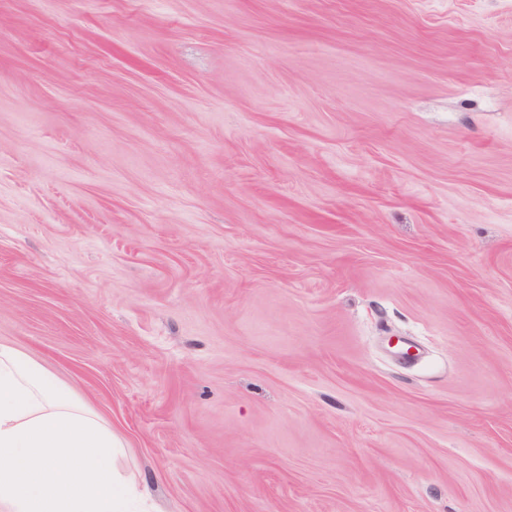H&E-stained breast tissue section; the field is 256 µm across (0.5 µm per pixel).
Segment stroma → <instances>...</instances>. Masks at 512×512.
<instances>
[{
  "label": "stroma",
  "instance_id": "1",
  "mask_svg": "<svg viewBox=\"0 0 512 512\" xmlns=\"http://www.w3.org/2000/svg\"><path fill=\"white\" fill-rule=\"evenodd\" d=\"M0 344L131 512H512V0H0Z\"/></svg>",
  "mask_w": 512,
  "mask_h": 512
}]
</instances>
